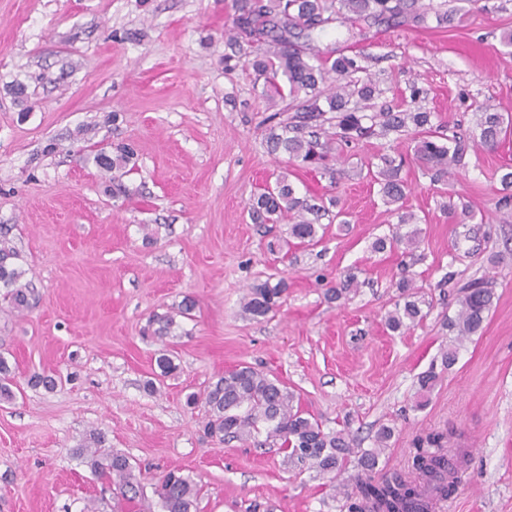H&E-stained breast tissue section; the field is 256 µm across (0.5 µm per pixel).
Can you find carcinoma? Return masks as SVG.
Wrapping results in <instances>:
<instances>
[{"label": "carcinoma", "mask_w": 512, "mask_h": 512, "mask_svg": "<svg viewBox=\"0 0 512 512\" xmlns=\"http://www.w3.org/2000/svg\"><path fill=\"white\" fill-rule=\"evenodd\" d=\"M427 9L419 0H236L233 19L236 36L253 43L269 46V50L248 61L256 80L262 81L260 96L272 105L290 99L294 111L290 121L279 122L269 129L268 143L274 152L282 151L288 162L303 168L326 166L330 146L321 141L324 125L334 128L332 139L344 144L379 133L412 130L414 155L432 172L436 181L448 177L449 170L464 165L468 150L465 140L445 133L443 125L435 123V114L421 108L393 110L389 107L373 111L375 100L382 94L379 85L361 77L363 67L359 56L337 53L336 57L321 56L313 45L314 38L346 23L373 21L399 26L422 25L428 19ZM480 145L493 149L504 132V124L512 118L492 105L481 106ZM132 151L123 147L111 157L96 156L106 170L122 169ZM374 181L386 205L394 206L398 223L406 224L411 216L401 213L399 203L405 197L406 186L400 178L402 164L387 156H379ZM505 194L500 207L509 210L512 218V171L501 176ZM250 213L262 224L291 221L289 235L302 243L315 241L319 220L330 214L324 203L296 196L294 186L285 176L264 188L254 198ZM7 228L0 227V297L17 312L30 305L32 291L21 283L25 274L19 265L18 251L6 239ZM396 288L401 304L386 319L392 332L407 330L423 320L420 301L414 299L412 281L400 279ZM287 283L266 279L250 288L244 309L256 317L276 311ZM493 304L489 288L471 286L463 291L455 319L448 329L457 337L477 333ZM176 324L171 314H155L149 321L151 335L158 340L169 336ZM439 374L431 367L418 377V400L435 387ZM11 368L0 356V400L10 401ZM205 408L204 431L221 442L248 441L265 435V442L286 453L287 460L312 468L323 475H341L348 465L355 464V490L345 492L348 512H429V499L447 498L461 482L462 468L448 469V457L443 452L445 436L440 433L420 435L415 442L412 479L402 472H393L374 479L379 463V449L391 438L389 428H381L376 436L377 447H353V439L345 430L324 431L317 419L294 406V395L280 381L268 377L250 365H242L217 378L201 395L191 394L187 405ZM104 436L91 432L77 449L88 459L91 470L114 486L117 503H131L141 498L143 488L134 474L129 458L120 452H104ZM162 512H198L200 489L190 476L179 470L167 471L154 487Z\"/></svg>", "instance_id": "cac0c4a2"}]
</instances>
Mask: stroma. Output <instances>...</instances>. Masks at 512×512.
I'll return each instance as SVG.
<instances>
[{"label":"stroma","mask_w":512,"mask_h":512,"mask_svg":"<svg viewBox=\"0 0 512 512\" xmlns=\"http://www.w3.org/2000/svg\"><path fill=\"white\" fill-rule=\"evenodd\" d=\"M445 4L450 23L374 26L365 37L327 35L320 50L363 55L382 99L420 106L473 140L479 107L512 114V0ZM235 0H0V225L20 253L36 301L0 307V354L13 371L0 402V512H83L101 482L78 456L89 431L127 455L144 495L130 512H160L154 487L170 469L200 488L198 512H347L337 479L287 463L278 448L219 443L203 433L204 409L186 404L218 375L248 363L280 379L324 430L372 448L392 436L378 468L410 470L412 443L450 432L448 456L467 469L444 512H512V220L500 217L501 176L512 169V132L432 182L410 134L361 139L335 150L332 171L292 168L266 143L269 107L248 59L261 46L231 41ZM128 144L134 156L113 196L112 174L93 156ZM404 157L401 225L367 175L377 155ZM287 174L300 197L336 199L343 224L307 246L267 247L288 226L253 223L248 203ZM418 229L417 248L376 252L379 237ZM357 288L329 301L327 288ZM288 289L277 313H245L267 277ZM412 278L424 320L402 334L384 321L396 283ZM491 288L483 327L460 339L465 286ZM197 307L157 341L143 329L184 296ZM456 345L452 368L440 352ZM178 371L156 392L145 383L160 350ZM438 365L425 407L419 375ZM58 376L32 388L33 373Z\"/></svg>","instance_id":"35a3bbf8"}]
</instances>
